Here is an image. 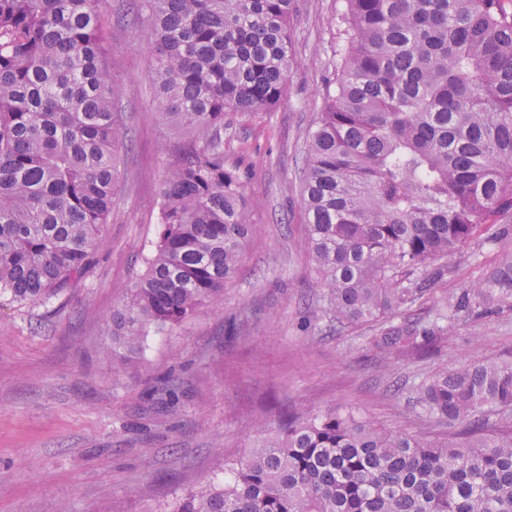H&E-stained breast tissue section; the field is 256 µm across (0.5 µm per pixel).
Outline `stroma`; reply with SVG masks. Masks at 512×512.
Instances as JSON below:
<instances>
[{"mask_svg":"<svg viewBox=\"0 0 512 512\" xmlns=\"http://www.w3.org/2000/svg\"><path fill=\"white\" fill-rule=\"evenodd\" d=\"M344 7L294 0L284 99L224 117V167L241 176L255 222L239 273L183 326L148 329L127 357L112 343V315L146 269L167 148L183 137L154 108L146 32L127 29L122 0H112L105 41L132 145L87 275L37 303L0 298V512H169L187 492L223 482L225 460L266 444L287 409L352 410L435 439L439 428L415 406L417 385L444 363L512 359V310L460 318L426 354L376 343L380 324L339 325L313 312L300 176L336 79ZM507 249L512 235L480 237L440 259L443 275L393 324L431 321Z\"/></svg>","mask_w":512,"mask_h":512,"instance_id":"stroma-1","label":"stroma"}]
</instances>
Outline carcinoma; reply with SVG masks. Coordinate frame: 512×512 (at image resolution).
Returning a JSON list of instances; mask_svg holds the SVG:
<instances>
[{"instance_id": "obj_1", "label": "carcinoma", "mask_w": 512, "mask_h": 512, "mask_svg": "<svg viewBox=\"0 0 512 512\" xmlns=\"http://www.w3.org/2000/svg\"><path fill=\"white\" fill-rule=\"evenodd\" d=\"M108 0H0V297L35 303L87 273L130 141L104 30ZM292 0H131L148 32L161 119L188 136L163 175L161 232L113 316L140 349L224 292L253 231L224 169V114L287 92ZM336 88L309 141L302 200L315 287L336 323L385 319L427 292L416 273L484 227L512 233V10L505 0H346ZM512 307V250L439 319ZM441 326L386 345L423 350ZM417 403L438 441L352 412L291 415L262 448L170 512H512V361L438 369Z\"/></svg>"}]
</instances>
